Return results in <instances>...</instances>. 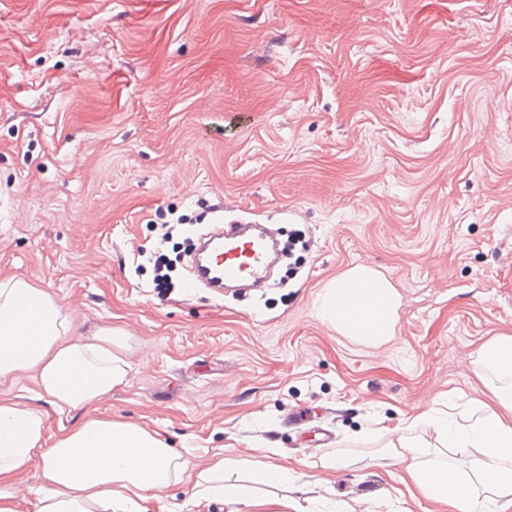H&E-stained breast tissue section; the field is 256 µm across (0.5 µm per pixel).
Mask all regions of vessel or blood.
<instances>
[{"mask_svg":"<svg viewBox=\"0 0 512 512\" xmlns=\"http://www.w3.org/2000/svg\"><path fill=\"white\" fill-rule=\"evenodd\" d=\"M206 260L194 262L183 282L186 294L206 287L223 290L229 283L264 284L270 275L276 248L272 228L252 235L245 224H219L204 237Z\"/></svg>","mask_w":512,"mask_h":512,"instance_id":"vessel-or-blood-1","label":"vessel or blood"}]
</instances>
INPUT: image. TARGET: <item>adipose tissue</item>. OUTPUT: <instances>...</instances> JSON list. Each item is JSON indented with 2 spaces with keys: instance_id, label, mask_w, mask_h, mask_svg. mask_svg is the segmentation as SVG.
I'll use <instances>...</instances> for the list:
<instances>
[{
  "instance_id": "adipose-tissue-1",
  "label": "adipose tissue",
  "mask_w": 512,
  "mask_h": 512,
  "mask_svg": "<svg viewBox=\"0 0 512 512\" xmlns=\"http://www.w3.org/2000/svg\"><path fill=\"white\" fill-rule=\"evenodd\" d=\"M400 295L381 272L357 265L323 295L320 316L338 332L373 344L393 336ZM126 334L102 326L88 336L74 333L71 316L46 292L19 277L0 279V379L34 368L49 402L59 409L89 408L124 383L128 364L117 354ZM474 424L461 427L425 412L405 421L406 432L389 447L404 466L410 496L440 505L442 512H485L480 492L490 493L496 512H512V384L490 387ZM436 431L453 461L427 459L410 431ZM40 463L35 512H148L153 492L182 480L194 496L220 497L249 512H288L285 499L245 497L227 469L249 468L257 484H280L292 471L249 458L214 461L194 472L169 446L132 422L87 416L47 443L42 413L0 400V512H16L14 480L32 461Z\"/></svg>"
}]
</instances>
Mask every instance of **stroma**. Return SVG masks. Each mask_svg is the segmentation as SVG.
I'll return each mask as SVG.
<instances>
[{"label":"stroma","instance_id":"1","mask_svg":"<svg viewBox=\"0 0 512 512\" xmlns=\"http://www.w3.org/2000/svg\"><path fill=\"white\" fill-rule=\"evenodd\" d=\"M298 237L278 283L185 294V224L226 208ZM172 225L162 239L161 225ZM401 295L363 344L317 308L346 270ZM124 330L97 413L214 456L296 470L249 494L296 512H431L389 441L439 408L466 423L512 335V0H0V278ZM0 398L78 423L27 370ZM150 512H231L188 483ZM512 374V336L502 335L484 343L478 351L475 361Z\"/></svg>","mask_w":512,"mask_h":512}]
</instances>
